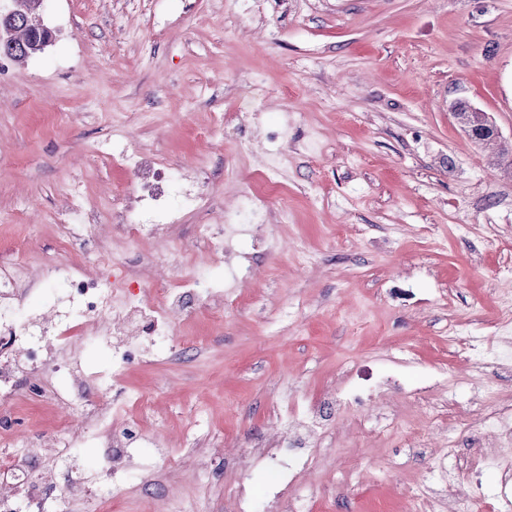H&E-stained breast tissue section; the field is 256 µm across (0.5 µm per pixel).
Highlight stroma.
Returning a JSON list of instances; mask_svg holds the SVG:
<instances>
[{
  "label": "stroma",
  "instance_id": "1",
  "mask_svg": "<svg viewBox=\"0 0 512 512\" xmlns=\"http://www.w3.org/2000/svg\"><path fill=\"white\" fill-rule=\"evenodd\" d=\"M45 50L0 59V255L26 239L37 283L24 312L64 292L45 268L92 248L129 266L192 251L224 291V325L177 323L127 368L152 424L107 512H236V449L273 444L245 487L271 512L307 406L320 429L301 512H512V440L464 472L483 429L512 412V364L494 361L512 317V178L463 133L450 104L490 113L512 143V0H45ZM210 128L207 144L197 138ZM121 139L178 167L205 162L199 209L142 247L113 238L112 189L134 173L92 154ZM80 186L102 232L66 249L63 187ZM224 224V260L198 227ZM496 387L486 397L485 383ZM357 387L360 405L329 393ZM26 438L81 413L19 400ZM421 433L413 446L407 431Z\"/></svg>",
  "mask_w": 512,
  "mask_h": 512
}]
</instances>
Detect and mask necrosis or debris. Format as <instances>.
Listing matches in <instances>:
<instances>
[{"label": "necrosis or debris", "mask_w": 512, "mask_h": 512, "mask_svg": "<svg viewBox=\"0 0 512 512\" xmlns=\"http://www.w3.org/2000/svg\"><path fill=\"white\" fill-rule=\"evenodd\" d=\"M95 151L133 170L139 179L136 196L119 190L113 193L112 233L124 241L139 244L160 226L177 222L176 211L168 205L169 195H177L183 208L197 205L199 166L169 168L128 151L118 141L98 144ZM190 262L185 249L152 255L151 266L170 273L153 292L130 289L122 279L109 282L90 274L92 260L87 256L75 263L54 265L46 276L65 284L68 309L47 332L19 316L28 293L25 249H16L0 261V267L9 270L8 275L0 274V445L14 444L20 436L19 424L9 414L18 397L80 409L84 415L82 434L97 438L105 448L101 476L85 491V512H99L126 481V462L151 424V407L145 401L137 417L110 418L108 405L126 399L125 387L115 378L91 379L75 368L71 354L92 334L112 345L117 364L123 367L142 361L141 338L173 335L176 321L191 315L192 303L223 311L224 302L207 279L184 273ZM60 370L71 375L62 392L49 384ZM31 458L28 452L0 455V512H70L71 488L37 478Z\"/></svg>", "instance_id": "4bbe7bcc"}]
</instances>
